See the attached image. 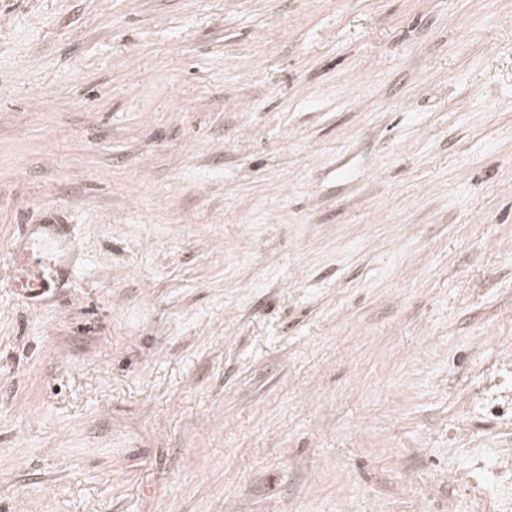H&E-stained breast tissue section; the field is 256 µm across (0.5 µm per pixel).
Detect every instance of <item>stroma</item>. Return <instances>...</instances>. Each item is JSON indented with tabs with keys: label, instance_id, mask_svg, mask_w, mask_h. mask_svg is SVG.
I'll return each mask as SVG.
<instances>
[{
	"label": "stroma",
	"instance_id": "obj_1",
	"mask_svg": "<svg viewBox=\"0 0 512 512\" xmlns=\"http://www.w3.org/2000/svg\"><path fill=\"white\" fill-rule=\"evenodd\" d=\"M489 448L512 0H0V512H493ZM49 278H45L42 273H38L36 279L24 280V281H12V288H16V291L22 294V296L28 301L40 297L50 287V281L55 279V273L58 275L63 274L61 270H58L54 262L50 263Z\"/></svg>",
	"mask_w": 512,
	"mask_h": 512
}]
</instances>
